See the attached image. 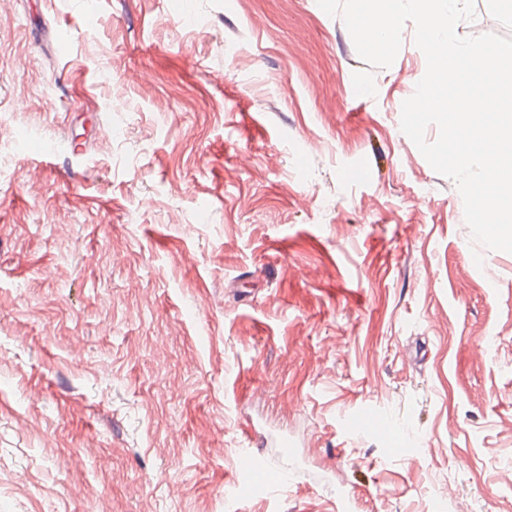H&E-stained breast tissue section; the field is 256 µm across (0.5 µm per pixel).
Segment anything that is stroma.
Masks as SVG:
<instances>
[{
	"label": "stroma",
	"instance_id": "obj_1",
	"mask_svg": "<svg viewBox=\"0 0 512 512\" xmlns=\"http://www.w3.org/2000/svg\"><path fill=\"white\" fill-rule=\"evenodd\" d=\"M414 33L374 68L317 0L0 11V512L512 501V253L400 128Z\"/></svg>",
	"mask_w": 512,
	"mask_h": 512
}]
</instances>
